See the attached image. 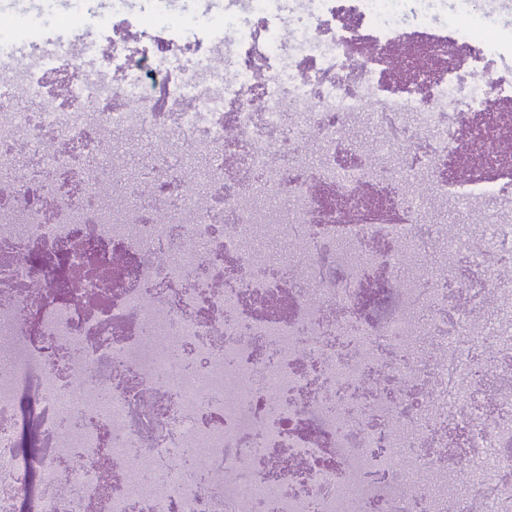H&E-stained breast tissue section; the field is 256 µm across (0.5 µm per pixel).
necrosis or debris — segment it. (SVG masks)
<instances>
[{
    "mask_svg": "<svg viewBox=\"0 0 512 512\" xmlns=\"http://www.w3.org/2000/svg\"><path fill=\"white\" fill-rule=\"evenodd\" d=\"M88 2L0 14V512H512V24L472 0L446 35L429 0H224L179 22L113 0L92 42ZM405 46L428 49L427 89L394 81ZM368 115L372 151L352 136ZM124 129L153 146L142 166L94 165ZM185 139L208 169L176 160ZM408 142L419 163L391 155ZM463 148L479 169H451ZM40 168L77 195L19 204L55 198ZM113 184L138 205L107 204ZM461 202L484 229L402 276L451 234L432 208ZM34 252L120 272L60 291Z\"/></svg>",
    "mask_w": 512,
    "mask_h": 512,
    "instance_id": "obj_1",
    "label": "necrosis or debris"
}]
</instances>
